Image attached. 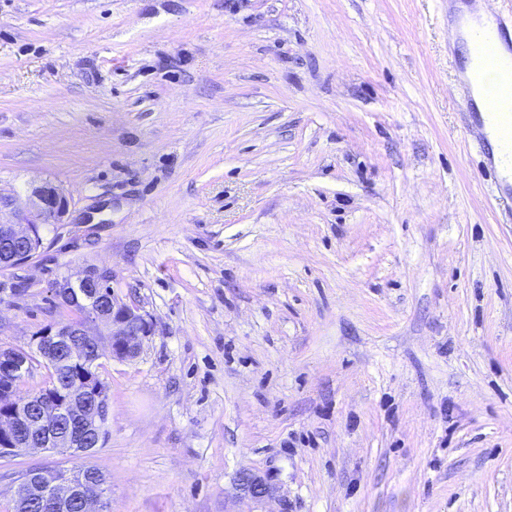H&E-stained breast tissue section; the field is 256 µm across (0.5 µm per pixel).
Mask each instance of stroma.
I'll return each mask as SVG.
<instances>
[{
    "label": "stroma",
    "instance_id": "35a3bbf8",
    "mask_svg": "<svg viewBox=\"0 0 512 512\" xmlns=\"http://www.w3.org/2000/svg\"><path fill=\"white\" fill-rule=\"evenodd\" d=\"M448 0H0V345L112 271L111 512H512V210L465 127ZM69 451L0 458L19 476ZM275 491L245 497L240 473ZM69 199L59 186L43 183L31 189L25 209L16 218L0 221V267L23 266L43 248V231L50 224H63Z\"/></svg>",
    "mask_w": 512,
    "mask_h": 512
}]
</instances>
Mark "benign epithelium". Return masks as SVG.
<instances>
[{
	"label": "benign epithelium",
	"instance_id": "7a95c632",
	"mask_svg": "<svg viewBox=\"0 0 512 512\" xmlns=\"http://www.w3.org/2000/svg\"><path fill=\"white\" fill-rule=\"evenodd\" d=\"M68 209L69 199L59 186L46 182L33 187L26 208L11 222L0 221V267L23 266L33 260L43 248L44 228L64 223ZM53 288L61 300L87 303L89 307L70 322L46 326L32 338L27 350H0V396L11 394L16 382L31 370L32 352L46 364L54 356H64L78 376L54 388L48 407L34 411L29 400L6 405L0 402V456H14L19 448L26 452L66 448L83 453L98 446L108 402L98 361L107 352L114 360L137 358L153 333V323L139 307L119 301L112 293V271L108 268H90L75 279L63 276ZM239 486L255 501L272 493L268 481L251 472L240 475ZM103 487L104 481L82 475L43 472L34 478L29 473L19 480L15 512H27L35 497L51 512H64L73 501L82 505L83 512H105Z\"/></svg>",
	"mask_w": 512,
	"mask_h": 512
}]
</instances>
